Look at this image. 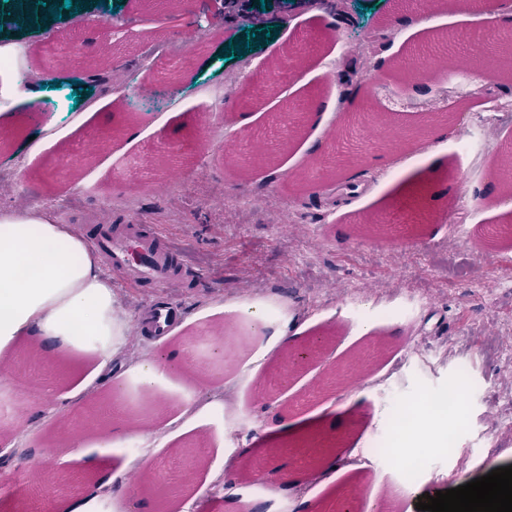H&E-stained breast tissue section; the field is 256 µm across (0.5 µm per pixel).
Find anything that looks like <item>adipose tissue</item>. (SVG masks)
Here are the masks:
<instances>
[{
	"label": "adipose tissue",
	"mask_w": 512,
	"mask_h": 512,
	"mask_svg": "<svg viewBox=\"0 0 512 512\" xmlns=\"http://www.w3.org/2000/svg\"><path fill=\"white\" fill-rule=\"evenodd\" d=\"M111 333V277L83 234L48 207L0 211V358L34 334Z\"/></svg>",
	"instance_id": "obj_1"
}]
</instances>
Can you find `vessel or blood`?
Segmentation results:
<instances>
[{
    "mask_svg": "<svg viewBox=\"0 0 512 512\" xmlns=\"http://www.w3.org/2000/svg\"><path fill=\"white\" fill-rule=\"evenodd\" d=\"M95 244L126 281L153 288H176L181 284V260L155 231L142 228L115 234L102 228L96 233ZM175 319L176 313L171 307H156L148 329L155 336L168 335Z\"/></svg>",
    "mask_w": 512,
    "mask_h": 512,
    "instance_id": "obj_1",
    "label": "vessel or blood"
}]
</instances>
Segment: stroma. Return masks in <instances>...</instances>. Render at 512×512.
I'll return each instance as SVG.
<instances>
[{
    "label": "stroma",
    "mask_w": 512,
    "mask_h": 512,
    "mask_svg": "<svg viewBox=\"0 0 512 512\" xmlns=\"http://www.w3.org/2000/svg\"><path fill=\"white\" fill-rule=\"evenodd\" d=\"M100 10L114 13L113 25L74 31L66 12L48 36L0 33L31 61L8 77L11 101L31 91L42 110L22 124L0 111V169L15 174L13 187L0 190V210L51 206L59 223L87 237L98 222L154 226L188 278L166 291L112 279L109 340L162 365L151 384L124 365L94 373L100 336L68 346L34 336L36 362L19 352L0 360V472L17 477L0 487V512H61L76 500L88 512H155L151 500L132 497L135 480L120 470L140 440L148 445L141 468L158 480L181 477L179 448L207 447L166 512H277L282 504L304 512L300 494L259 454L291 425L357 448L363 470L306 486L317 502L349 491L356 512L382 503L404 512L422 496L512 465V191L497 175L512 124H487L484 110L488 98L512 103V80L481 77L474 63L504 22L463 0H418L404 11L392 0H293L287 8L281 0H169L160 9L150 0H105ZM251 26L278 29L257 51L262 68L224 57ZM475 29L482 40L471 39ZM71 33L84 60L106 63L94 112L71 97ZM158 34L194 57L174 95L171 62L149 72L140 58L142 43ZM442 40L457 64L416 79L398 72L396 55ZM41 72L57 87L32 90L30 76ZM218 90L230 111H213ZM287 106L308 114L288 150L270 165L241 163V153L270 148ZM207 109L209 131L195 123ZM243 113L251 121L242 127ZM432 113L445 121L407 139ZM457 183L463 209L448 193ZM76 194L78 205L56 209ZM239 199L253 202L245 224L231 208ZM463 262L467 281L451 272ZM155 300L182 313L161 341L132 330ZM266 306L278 316L221 361L205 327L226 330ZM296 325L305 328L301 343L324 358L294 367L284 387ZM374 340L384 353L371 376L319 392L329 363ZM463 363L462 418L449 423L446 447L430 450L406 480L399 462L370 448L389 436L398 407L447 390ZM85 378L99 397L121 386L137 402L127 436L112 438L98 424L68 436ZM50 389L62 396L53 412L44 401ZM184 409L196 428L165 442L155 422ZM247 448L256 456L244 457Z\"/></svg>",
    "instance_id": "stroma-1"
}]
</instances>
